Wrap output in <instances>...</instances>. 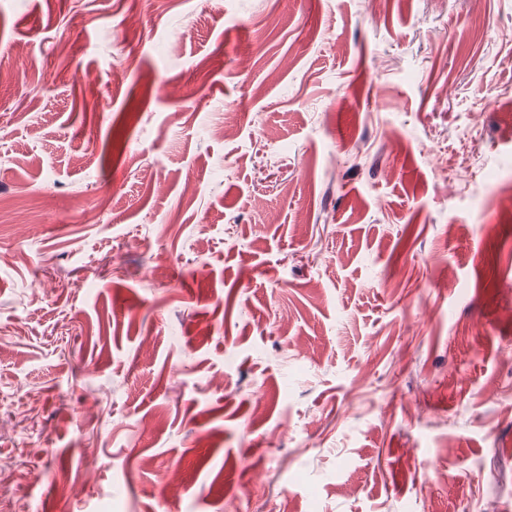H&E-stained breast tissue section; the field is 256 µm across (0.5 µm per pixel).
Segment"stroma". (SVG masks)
<instances>
[{
    "mask_svg": "<svg viewBox=\"0 0 512 512\" xmlns=\"http://www.w3.org/2000/svg\"><path fill=\"white\" fill-rule=\"evenodd\" d=\"M18 43L0 512H512V0H0Z\"/></svg>",
    "mask_w": 512,
    "mask_h": 512,
    "instance_id": "1",
    "label": "stroma"
}]
</instances>
